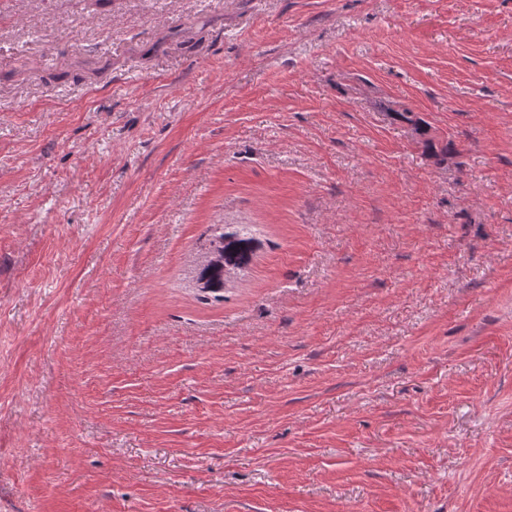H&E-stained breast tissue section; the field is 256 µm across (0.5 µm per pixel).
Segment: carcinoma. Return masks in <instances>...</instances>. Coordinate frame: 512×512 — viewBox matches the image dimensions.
<instances>
[{
  "label": "carcinoma",
  "instance_id": "carcinoma-1",
  "mask_svg": "<svg viewBox=\"0 0 512 512\" xmlns=\"http://www.w3.org/2000/svg\"><path fill=\"white\" fill-rule=\"evenodd\" d=\"M392 116L410 124L414 139L425 153L439 162L448 158V145L437 146L423 121L412 118L408 111L394 112ZM252 250L253 238L238 231L226 232L222 224L213 225L209 251L197 274L201 290L211 293L224 290L225 283L249 261Z\"/></svg>",
  "mask_w": 512,
  "mask_h": 512
}]
</instances>
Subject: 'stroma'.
Returning <instances> with one entry per match:
<instances>
[{"label": "stroma", "mask_w": 512, "mask_h": 512, "mask_svg": "<svg viewBox=\"0 0 512 512\" xmlns=\"http://www.w3.org/2000/svg\"><path fill=\"white\" fill-rule=\"evenodd\" d=\"M0 512H512V0H0ZM396 120H402L410 124L414 139L421 144L425 153L435 158L439 162H444L448 158V143L442 145L439 149L434 138L429 134L428 126L420 119H413L412 112H390ZM210 247L198 269L197 281L204 292L218 293L235 272L245 265L253 250V238L239 231H224V225L214 224Z\"/></svg>", "instance_id": "obj_1"}]
</instances>
